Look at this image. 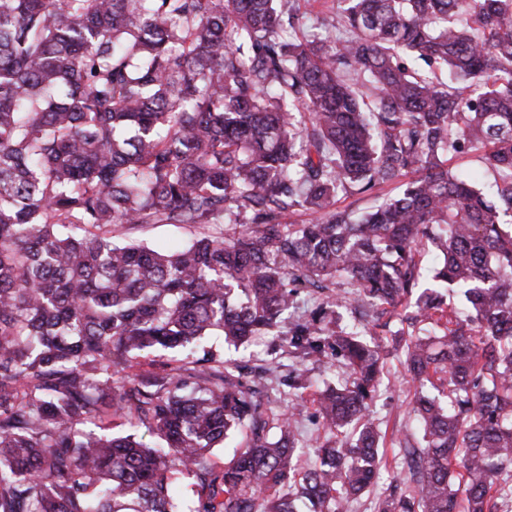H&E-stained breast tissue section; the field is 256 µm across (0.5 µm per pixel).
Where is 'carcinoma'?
Instances as JSON below:
<instances>
[{
  "label": "carcinoma",
  "mask_w": 512,
  "mask_h": 512,
  "mask_svg": "<svg viewBox=\"0 0 512 512\" xmlns=\"http://www.w3.org/2000/svg\"><path fill=\"white\" fill-rule=\"evenodd\" d=\"M309 2L0 0V512H348L387 466L381 346L336 320L361 305L413 328L374 512H512V0ZM143 224L203 232L113 241ZM292 283L328 293L295 318ZM274 328L347 376L303 472L301 404L255 390L276 366L192 358ZM453 169L477 173V185L488 199H495L496 186L491 172L486 171L477 153L457 154L449 162ZM396 185H383L381 187H376L371 193L354 195L347 198H342L338 203L341 207H348L357 212H362L367 210L369 207L374 205L375 200L378 197H382L391 191ZM384 379L378 397L372 406L371 416L382 434L386 433V456L389 466H395L394 455L398 452L396 438L407 425V411L412 393L403 380L404 371L397 360L389 358L384 369Z\"/></svg>",
  "instance_id": "1"
}]
</instances>
